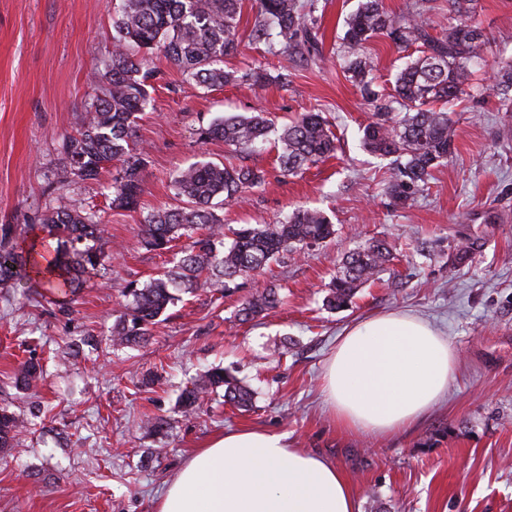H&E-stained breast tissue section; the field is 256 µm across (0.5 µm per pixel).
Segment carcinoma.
<instances>
[{"instance_id": "cac0c4a2", "label": "carcinoma", "mask_w": 512, "mask_h": 512, "mask_svg": "<svg viewBox=\"0 0 512 512\" xmlns=\"http://www.w3.org/2000/svg\"><path fill=\"white\" fill-rule=\"evenodd\" d=\"M315 0H256L257 16L248 38L269 49L280 48L292 57L316 53L313 29ZM452 22L448 32L435 37L429 32L423 4L408 14H394L383 0H362L346 21L344 41L352 58L345 65L351 81L369 94L373 67L363 54L375 34L398 48L416 47L419 55L395 74L394 95L401 116H390L392 107L379 108L381 120L363 130L362 146L377 157L392 158L385 192L402 205L412 203L426 184L432 169L448 158L454 140L449 113L433 104L450 103L466 94L473 68L486 61L489 40L475 18L476 0H448ZM242 0H119L112 19V56L93 73L99 90L81 127L64 138L67 166L59 174L64 184L76 177L98 182L103 165L115 161L120 169L112 183V206L136 209L144 193L147 152L137 147L135 126L151 103L147 88L146 57L163 51L168 62L202 88L246 81L263 88L270 76L261 68L242 75L224 69V57L239 44ZM505 111L512 112V60L497 63L496 83ZM271 132L270 120L260 112L224 115L197 130L198 140H222L237 154L256 151ZM279 164L285 177H294L336 151V135L319 112H303L279 133ZM263 171L247 165H226L199 160L171 180L173 194L185 207L160 208L145 220L141 245L166 250L175 239L190 243L173 266L140 284L129 282L122 290L125 304L117 311L112 341L132 347L147 340L158 318L178 299L179 293L201 288L226 287L268 266L284 252L300 251L331 238V218L322 210L298 207L278 224H242L226 234L216 207L260 187ZM42 230L56 245L27 242L28 234ZM481 244L463 237L454 260H472ZM108 254L102 243L97 216L68 204L46 212L38 224L0 225V288H21L32 301L65 288L69 293L88 286ZM390 248L378 239L345 253L339 274L333 277L325 306L339 310L349 306L357 288L371 280L389 261ZM270 291L242 304L238 317L248 322L275 306ZM43 376V367L31 358L20 365L16 380L29 390ZM224 388V402L244 408L252 392L222 368L205 372L186 386L179 398L187 414L203 398ZM23 421L6 408L0 409V448L19 445Z\"/></svg>"}]
</instances>
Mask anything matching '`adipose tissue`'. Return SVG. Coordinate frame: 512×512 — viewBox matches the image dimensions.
<instances>
[{
	"label": "adipose tissue",
	"instance_id": "ef3b65f1",
	"mask_svg": "<svg viewBox=\"0 0 512 512\" xmlns=\"http://www.w3.org/2000/svg\"><path fill=\"white\" fill-rule=\"evenodd\" d=\"M458 357L448 339L410 312L361 319L338 339L323 401L352 433L389 437L426 418L448 395ZM156 512H358L344 470L293 447L287 434L224 433L197 449L165 486Z\"/></svg>",
	"mask_w": 512,
	"mask_h": 512
}]
</instances>
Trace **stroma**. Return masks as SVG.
Returning <instances> with one entry per match:
<instances>
[{
	"instance_id": "1",
	"label": "stroma",
	"mask_w": 512,
	"mask_h": 512,
	"mask_svg": "<svg viewBox=\"0 0 512 512\" xmlns=\"http://www.w3.org/2000/svg\"><path fill=\"white\" fill-rule=\"evenodd\" d=\"M359 0H318V56L241 42L224 67L288 72L262 89L236 82L204 90L163 54L154 55L152 105L135 140L148 147L145 192L135 210L113 208L100 182L62 184L66 135L81 126L97 90L88 75L112 51L106 0H0V225L34 224L44 212L78 203L96 212L109 241L103 284L83 289L68 311L0 291V407L27 423L18 449L0 451V512H155L183 460L213 436L243 427L288 433L297 447L341 466L359 512H512V112L491 89L495 62L512 58V0H479L476 18L491 41L471 95L449 108L454 149L409 206L384 193L382 160L360 145L375 108L342 68L347 16ZM375 86L392 92L402 50L384 36L366 46ZM265 113L275 124L319 112L339 138L334 158L282 177L276 148L245 157L264 184L226 204V224H273L296 206L324 210L334 240L284 253L238 288L182 295L149 340L113 348V312L130 281L161 274L171 253L141 247L146 215L179 201L177 170L206 159L232 160L223 142H200L199 126L233 112ZM480 240L475 261L451 260L461 237ZM387 240L394 259L356 293L351 306L323 300L345 251ZM427 244V256L417 248ZM276 290L280 303L242 323V302ZM408 311L448 337L459 363L448 398L412 430L377 439L342 431L321 394L325 363L353 322ZM40 359L37 388L22 391L14 369ZM222 367L253 391L249 410L214 395L183 414L181 390ZM169 418L167 433L143 427Z\"/></svg>"
}]
</instances>
